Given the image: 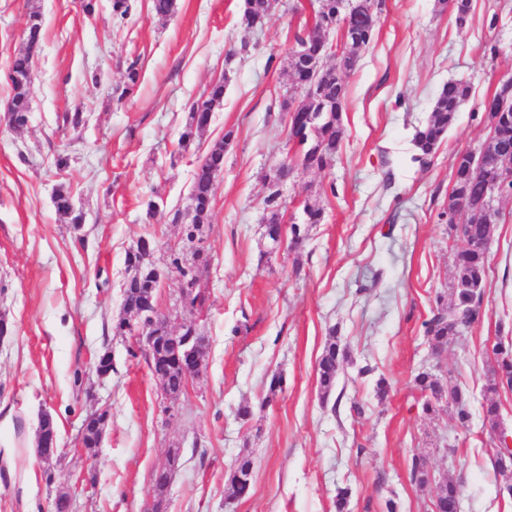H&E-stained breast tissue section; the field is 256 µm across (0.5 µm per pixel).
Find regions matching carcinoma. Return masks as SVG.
<instances>
[{"label":"carcinoma","instance_id":"carcinoma-1","mask_svg":"<svg viewBox=\"0 0 512 512\" xmlns=\"http://www.w3.org/2000/svg\"><path fill=\"white\" fill-rule=\"evenodd\" d=\"M314 22L311 27L294 34V41L300 43L305 35H317L332 24L334 30L342 31L340 23L348 22L355 32V40L347 44L329 43L323 49L327 57L336 59L335 66L322 68L313 74L298 67L295 60H289L293 70L294 92L301 95L296 102L289 99L283 102L288 111V143L296 151V165L304 169L322 171L333 162L340 149L343 128L341 114L347 97L345 76L356 68L358 52L369 45L375 34L372 25L371 9L377 7L375 0H357L354 11H347V0H316ZM272 6L270 0H244L243 21L250 27L263 26L269 19ZM44 32V17L40 7L33 4L27 13L26 37L24 46L13 53L8 67L7 81L10 86V98L3 115L6 126L19 129L27 125L30 113V86L32 82L33 59L39 49ZM140 81V71L136 63L126 68L124 83L119 98L132 93ZM225 84L217 80L210 85L208 96L201 102L192 104L185 127L179 136V147L187 149L196 135L203 131L212 118L214 109L224 102ZM470 85L462 80L451 81L441 89L427 121L416 129L414 144L419 152V160L426 161L439 148L448 129L455 123L460 106L470 96ZM487 119L493 121L490 127L488 147L503 166H512V84L503 83L484 102ZM235 134L228 130L215 141L204 159L197 165L189 193L186 210H175L170 222L182 225V240L188 251L168 250L165 261L171 273L185 276L181 288L190 289L193 311H199L206 302L207 295L198 280L197 271L206 266L210 254L205 245L204 227L210 223L214 202V190L217 177L224 172V156L231 146ZM283 172L275 168L264 175L267 195L264 198L265 224L277 234L287 239L288 246L299 248L305 241L308 226L319 224L324 219V211L318 206L303 205L304 222L301 224H282V194L279 183ZM498 177V168L494 165L478 168L472 164L469 154H457L453 166V184L449 194L448 209L440 214L447 219L450 236L460 240L463 247L456 253L454 275L449 297L435 296L436 307L432 317L424 321L425 335L436 347H444L448 342L461 336L462 329L472 325L479 316L481 298L469 294L466 286L471 283H483L487 269V244L490 242L493 224L501 214L494 210L491 221L475 219L473 211L476 205L487 204L486 189ZM56 212L68 219L76 231L85 223V215L75 208L70 192L60 185L52 198ZM465 212L466 221L455 222L456 214ZM125 264L130 276L125 281L123 294V314L114 326L115 333L121 336L136 335L137 329L124 328V323L136 315L145 297L157 295L161 282L154 275L155 262L144 258L140 253L130 250L126 253ZM492 352L496 368L492 369L487 391L497 394L512 391V341H497ZM146 363L154 367L164 386L172 396H177L186 388V377L182 368L172 364L168 358L155 353L140 350ZM346 351L335 342H329L318 361L317 377L322 398H327L336 386V378ZM414 383L421 393L428 395L422 403V412L431 416L437 412L436 402L450 398L457 405V420L464 425L470 414L466 399L459 387L443 382L430 370H422L414 377ZM253 461L248 456L239 457L234 469L228 474L226 483L229 498L241 500L250 494L252 485ZM458 486L451 480L440 487L435 508L436 512H457Z\"/></svg>","mask_w":512,"mask_h":512}]
</instances>
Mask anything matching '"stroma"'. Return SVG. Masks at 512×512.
I'll use <instances>...</instances> for the list:
<instances>
[{"mask_svg":"<svg viewBox=\"0 0 512 512\" xmlns=\"http://www.w3.org/2000/svg\"><path fill=\"white\" fill-rule=\"evenodd\" d=\"M44 37L35 58L26 127L0 122V512H53L58 490L73 512H144L152 474L168 449L182 466L165 512H336V491H351L348 512H435L442 480L461 488L460 512H512L500 497L512 470H497L484 424L487 379L497 338L512 337V198L495 202L482 312L464 336L432 349L423 323L434 297L448 294L455 243L440 214L448 207L454 157L480 150L483 104L512 77V0H471L465 26L440 0H379L372 42L359 53L342 113L344 137L330 169H295L284 223L302 207L323 208L298 250L267 253L263 176L290 155L292 93L287 58L294 33L311 22L309 0H275L270 20L250 28L244 0H176L160 20L135 0L116 24L110 0L86 14L81 0H38ZM28 0H0V113L11 54L24 41ZM496 27H489L491 15ZM141 70L127 97L116 89L130 63ZM224 79V103L188 150L178 139L188 106ZM471 96L429 158L413 143L448 81ZM84 112L75 131L64 113ZM235 130L215 182L206 227L211 262L200 272L208 299L196 320L208 341L202 375L165 415L135 340L113 326L122 313L125 254L156 240L164 262L180 227L147 219V199L165 209L188 204L193 172L210 144ZM68 159L56 167L57 156ZM69 187L86 220L73 231L52 192ZM347 352L338 404L323 401L316 365L329 339ZM112 352V372L94 359ZM425 368L464 392L460 425L453 402L421 411L413 377ZM283 390L260 408L272 375ZM386 379L390 391L376 394ZM254 407L251 419L238 411ZM110 407L112 425L94 459L75 448L85 416ZM57 424L61 455L51 466L34 452L41 410ZM254 462L249 497L225 498L238 456ZM433 479L411 480L413 457Z\"/></svg>","mask_w":512,"mask_h":512,"instance_id":"35a3bbf8","label":"stroma"}]
</instances>
